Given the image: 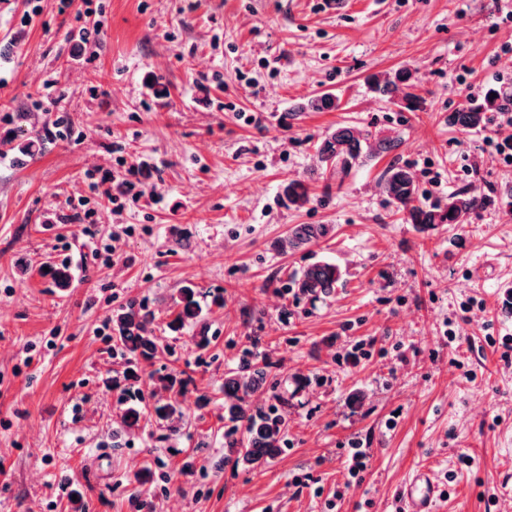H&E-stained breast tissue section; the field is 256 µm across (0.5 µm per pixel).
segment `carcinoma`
Masks as SVG:
<instances>
[{
    "mask_svg": "<svg viewBox=\"0 0 512 512\" xmlns=\"http://www.w3.org/2000/svg\"><path fill=\"white\" fill-rule=\"evenodd\" d=\"M413 87L414 77L407 68L371 79V88L380 94L403 93V107L410 112L419 108V97L410 92ZM305 108L318 112L333 110L338 108V99L322 94L308 100ZM497 109L499 97L491 96L488 91L480 100L450 113L448 125L462 130L480 129L486 123L487 113ZM398 146L394 138L379 137L372 141L369 135L356 128L341 125L318 141L316 152L321 162L344 177L365 159L388 153ZM384 192L396 209L406 215L407 223L422 231L433 230L441 224H467L474 213L495 204V199L474 195L467 189L448 195V201L443 204H423L418 199L415 172L409 165L399 163L387 169ZM282 198L292 206H302L310 201L309 187L291 180L282 187ZM329 232L325 224H297L286 239L276 242L275 249H306ZM342 279L340 266L321 260L295 274L291 289L298 296L316 301L331 296ZM171 310L174 318L170 326L174 329L201 327L205 323L197 290L191 285L180 288L172 297ZM112 332L114 349L133 365L150 362L162 353L152 315L139 305L129 303L113 310ZM277 368L278 364L267 356L248 351L239 366L224 372V421L230 423L224 430V447L228 448L226 460L236 468L256 470L274 459L285 446L288 418L277 407L260 406L254 401L256 395L264 394L268 379ZM152 411L158 419L170 423L184 416L180 402L171 398L156 399Z\"/></svg>",
    "mask_w": 512,
    "mask_h": 512,
    "instance_id": "carcinoma-1",
    "label": "carcinoma"
}]
</instances>
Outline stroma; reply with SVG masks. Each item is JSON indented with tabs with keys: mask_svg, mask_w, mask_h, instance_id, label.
<instances>
[{
	"mask_svg": "<svg viewBox=\"0 0 512 512\" xmlns=\"http://www.w3.org/2000/svg\"><path fill=\"white\" fill-rule=\"evenodd\" d=\"M82 43L84 0H0V512H395L401 482L430 468L437 512L512 507V211L422 231L383 190L400 161L423 203L468 189L512 199L495 147L512 125L462 131L448 115L512 86V0H103ZM411 69L419 111L373 92L372 75ZM58 83L46 87L45 79ZM166 86L156 97L149 80ZM330 93L337 110L304 105ZM394 136L395 153L321 171L315 145L336 125ZM36 143L20 156L14 145ZM136 168L139 200L62 208L90 194L86 172ZM291 180L310 184L283 205ZM296 224L330 234L275 248ZM114 245L112 265L92 248ZM319 260L344 272L310 302L281 285ZM47 266L71 284L54 287ZM194 284L211 346L172 331L171 298ZM133 302L172 352L144 365L135 396L112 387V311ZM288 318H281V308ZM256 347L288 387V444L257 472L224 461V372ZM183 382L177 427L148 417L123 432L160 379ZM206 406H197L198 396ZM369 460L348 473L352 444ZM151 467L156 482L141 487Z\"/></svg>",
	"mask_w": 512,
	"mask_h": 512,
	"instance_id": "1",
	"label": "stroma"
}]
</instances>
